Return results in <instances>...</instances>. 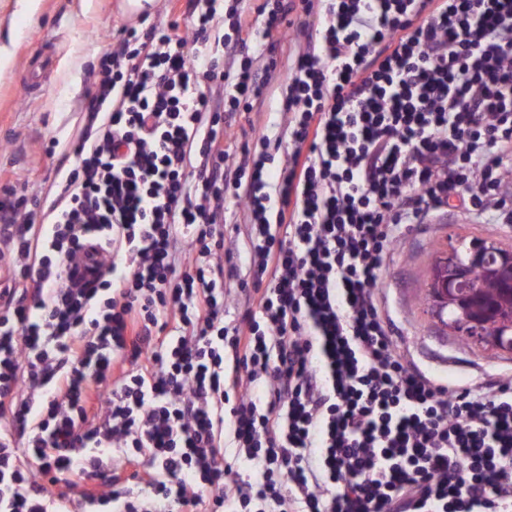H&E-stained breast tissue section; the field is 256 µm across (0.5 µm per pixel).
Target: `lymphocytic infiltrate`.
I'll list each match as a JSON object with an SVG mask.
<instances>
[{
	"label": "lymphocytic infiltrate",
	"instance_id": "f902f5d3",
	"mask_svg": "<svg viewBox=\"0 0 512 512\" xmlns=\"http://www.w3.org/2000/svg\"><path fill=\"white\" fill-rule=\"evenodd\" d=\"M188 14L107 46L50 221L0 200V512H512V380L449 387L378 289L407 229L512 195V0ZM290 28L287 127L228 148ZM247 224V216L242 210L233 207L232 203L224 204V233L227 237L231 235L241 240Z\"/></svg>",
	"mask_w": 512,
	"mask_h": 512
}]
</instances>
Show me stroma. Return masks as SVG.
<instances>
[{"label":"stroma","mask_w":512,"mask_h":512,"mask_svg":"<svg viewBox=\"0 0 512 512\" xmlns=\"http://www.w3.org/2000/svg\"><path fill=\"white\" fill-rule=\"evenodd\" d=\"M0 0V190L45 198L58 167H72L65 147L84 124L83 109L95 93L104 42L116 40L132 25L114 0ZM46 49L53 58L47 87L25 94L33 54ZM286 117L278 108L255 105L237 116L238 139L275 132ZM492 239L512 247V223L480 224L464 208L431 216L405 235L382 274L379 288L387 297L402 343L415 361L452 383H493L512 378V351H498L464 339L441 326L423 303L433 259L456 236Z\"/></svg>","instance_id":"obj_1"}]
</instances>
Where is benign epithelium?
I'll use <instances>...</instances> for the list:
<instances>
[{
  "instance_id": "1",
  "label": "benign epithelium",
  "mask_w": 512,
  "mask_h": 512,
  "mask_svg": "<svg viewBox=\"0 0 512 512\" xmlns=\"http://www.w3.org/2000/svg\"><path fill=\"white\" fill-rule=\"evenodd\" d=\"M500 266L512 267V248L495 241L470 244L465 262L452 249L441 253L430 273L431 300L436 314L440 316L458 304V289L469 288L473 293L478 292V285L470 280V268L491 270Z\"/></svg>"
}]
</instances>
